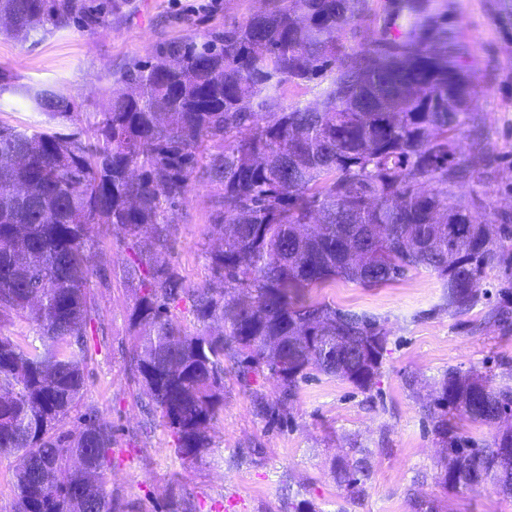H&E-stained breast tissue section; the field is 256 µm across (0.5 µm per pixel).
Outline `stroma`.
Returning a JSON list of instances; mask_svg holds the SVG:
<instances>
[{
    "instance_id": "35a3bbf8",
    "label": "stroma",
    "mask_w": 512,
    "mask_h": 512,
    "mask_svg": "<svg viewBox=\"0 0 512 512\" xmlns=\"http://www.w3.org/2000/svg\"><path fill=\"white\" fill-rule=\"evenodd\" d=\"M286 0H126L106 26L55 30L36 42L19 43L0 33V71L12 78L0 93V123L37 125L42 116L34 91L50 89L74 102L61 122L68 132L99 121L122 74L152 60L164 43L243 25ZM429 11L448 19L461 61L473 79V101L456 128L457 162L470 178L457 196L479 195L492 219L512 216V0H429ZM221 185L196 174L172 211V232L157 254L192 286L212 277L209 255L219 243L210 226L219 212ZM506 262L481 276V300L464 315L443 304L444 280L421 269L389 285L370 288L339 279L319 290L320 299L380 317L388 332L381 374L372 391L311 371L283 420L257 416L253 396H277L278 383L254 377L251 387L224 378V410L213 447L198 459L173 453L170 432L137 399L130 367L131 314L138 292L107 280L103 266L118 269L131 259L123 234L96 225L90 289L96 304L84 400L111 422L112 493L134 500L138 512H172L181 492L197 512H292L293 499L312 502L315 512H415L414 500L438 512H512V497L494 489L455 491L437 481L447 451L422 405L437 394L445 371L477 369L495 382L512 367V327L496 322L498 308L512 311V237L504 239ZM262 448L254 456L253 448ZM367 451L371 478L360 500L337 487L332 469Z\"/></svg>"
}]
</instances>
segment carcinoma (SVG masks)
Segmentation results:
<instances>
[{
	"mask_svg": "<svg viewBox=\"0 0 512 512\" xmlns=\"http://www.w3.org/2000/svg\"><path fill=\"white\" fill-rule=\"evenodd\" d=\"M124 0H0V23L26 42L52 29L109 22ZM370 31L348 50L345 32ZM335 68L315 106L283 108L285 86L303 88ZM94 141L52 126L72 112L49 89L35 93L50 126L0 124V324L35 326L21 341L0 331V454L18 453L12 512H126L112 496V427L83 403L86 329L93 321V225L112 224L132 244L119 276L139 290L131 347L138 384L182 459L210 452L224 409V373L251 386L259 373L280 394L257 414H286L309 370L363 392L377 384L387 346L381 319L312 296L337 278L379 287L419 268L446 283L444 305L467 313L485 268L502 260L487 214L451 187L453 132L472 99L452 32L424 0H288L284 8L204 37L190 36L122 78ZM209 177L224 187L211 225L221 248L213 278L190 286L154 260L166 247L169 210L186 193L207 143ZM192 302L206 327L185 332L170 309ZM448 457L439 482L512 495V427L487 444L448 428V416L493 424L512 416V385L450 368L422 405ZM75 418L78 425L67 427ZM367 456L333 470L357 498Z\"/></svg>",
	"mask_w": 512,
	"mask_h": 512,
	"instance_id": "cac0c4a2",
	"label": "carcinoma"
}]
</instances>
